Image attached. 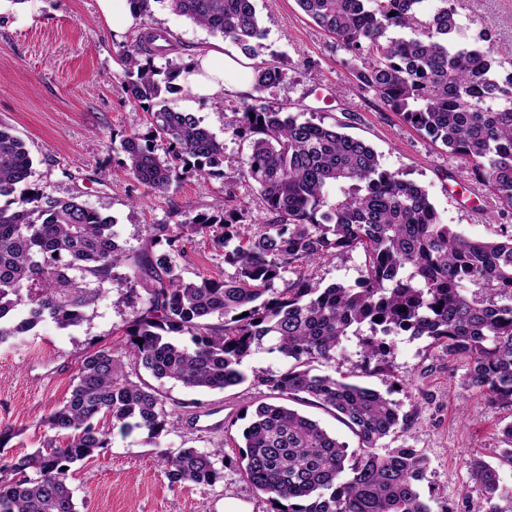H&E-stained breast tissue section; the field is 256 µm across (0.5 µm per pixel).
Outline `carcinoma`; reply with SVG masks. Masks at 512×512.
Segmentation results:
<instances>
[{
	"instance_id": "obj_1",
	"label": "carcinoma",
	"mask_w": 512,
	"mask_h": 512,
	"mask_svg": "<svg viewBox=\"0 0 512 512\" xmlns=\"http://www.w3.org/2000/svg\"><path fill=\"white\" fill-rule=\"evenodd\" d=\"M193 24L230 40L253 65L254 94L233 109V134L246 143L224 166V143L165 94L181 68L157 70L171 43L143 26L123 46L119 79L149 115L146 135L122 140L125 168L146 190L163 193L192 169L224 178L217 212L193 223L155 224L133 276L147 294L125 329L124 355H81L69 397L46 419L54 435L33 452L0 464V512H78L68 479L75 463L109 447L111 429L156 439L175 427L166 397L129 378L134 372L190 389L223 391L244 383L241 363L254 349L288 359L283 372L255 375L274 398L315 405L345 424L352 448L285 404H260L242 431L237 461L245 480L277 512H431L422 499L427 459L416 448L378 451L408 415L378 390L345 376L315 372L336 361L343 338L360 337L364 371L387 365L388 337H426L448 357L465 358L468 378L489 403L512 407V234L472 240L442 222L428 191L382 167L346 125L302 120L262 93L284 81L267 46L256 0H167ZM424 0H296L299 9L349 55L357 84L411 126L466 161L474 178L512 209V71L497 76L501 49L490 32L461 40L448 0L431 12ZM255 117H250V114ZM168 143L158 156L150 142ZM24 141L0 125V343L42 323L61 329L89 319L104 286L130 260L115 219L75 197L38 188ZM253 183L269 219L224 252L235 267L224 280L183 276L182 242L217 225L221 244L241 236L246 208L235 186ZM336 187V196L330 188ZM363 248L366 267L353 285L323 287L303 272ZM58 256H53V253ZM295 274L288 287L275 283ZM380 321H375V318ZM370 334L361 336L363 326ZM142 343H137V339ZM128 362H123V357ZM501 464L512 466V423L502 430ZM173 484L213 485L224 449L158 451ZM483 491L470 512H512V489L480 457L464 462Z\"/></svg>"
}]
</instances>
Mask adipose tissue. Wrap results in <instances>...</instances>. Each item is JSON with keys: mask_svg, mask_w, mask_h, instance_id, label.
Returning <instances> with one entry per match:
<instances>
[{"mask_svg": "<svg viewBox=\"0 0 512 512\" xmlns=\"http://www.w3.org/2000/svg\"><path fill=\"white\" fill-rule=\"evenodd\" d=\"M251 73L250 60L227 56L209 47L196 49L187 56L179 80L194 96L214 102L248 94L252 89Z\"/></svg>", "mask_w": 512, "mask_h": 512, "instance_id": "ef3b65f1", "label": "adipose tissue"}]
</instances>
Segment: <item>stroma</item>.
I'll return each mask as SVG.
<instances>
[{
    "label": "stroma",
    "instance_id": "obj_1",
    "mask_svg": "<svg viewBox=\"0 0 512 512\" xmlns=\"http://www.w3.org/2000/svg\"><path fill=\"white\" fill-rule=\"evenodd\" d=\"M470 36L491 31L502 44L512 43V0H448ZM266 43L286 77L266 91L271 105L327 124L342 122L349 135L377 151L384 168L399 170L426 188L443 221L465 236L491 241L512 228V210L503 208L486 187L477 186L467 164L446 147L388 110L362 90L349 73L348 55L303 15L295 0H256ZM145 20L166 32L175 48L170 57L183 64L185 55L213 43L214 37L161 0H152ZM136 28L112 26L98 0H0V124L9 126L26 144L33 159L32 184L56 197L77 196L89 208L113 216L131 255L149 236L152 225L191 222L209 214L224 195L221 177L191 171L168 192L151 194L133 180L124 166L122 139L146 134L148 114L124 92L120 50ZM183 103L224 143L226 162L236 160L242 145L229 124L236 98L224 108L194 96L170 94ZM366 256L355 249L332 260L305 267L321 285L354 284L363 274ZM178 262L185 277L224 279L234 275L214 233L194 236ZM142 284L113 288L98 300L95 312L81 326L61 329L48 323L18 341L0 344V424L12 425L15 437L0 447V458L39 448L50 431L44 420L68 396L86 350L122 351L124 328L143 304ZM390 368L371 376L360 367L359 339L343 340L332 364H318L322 373H344L386 394L407 413L403 429L386 437L387 448H415L429 461L420 486L432 512L474 506L480 488L464 462L477 455L496 463L498 430L512 422V407H492L470 385L468 364L451 359L428 338L392 337ZM154 386L175 403L177 429L149 440L147 435L114 434L109 448L76 463L68 485L78 512H224L234 501L249 512H275L276 506L243 478L234 460L241 454L242 431L255 407L266 401V386L250 380L219 390H196L162 380ZM224 404V432L208 438L185 423L195 411L213 402ZM190 445L203 451L223 447L230 457L224 477L212 485L173 484L157 457L158 449Z\"/></svg>",
    "mask_w": 512,
    "mask_h": 512
}]
</instances>
